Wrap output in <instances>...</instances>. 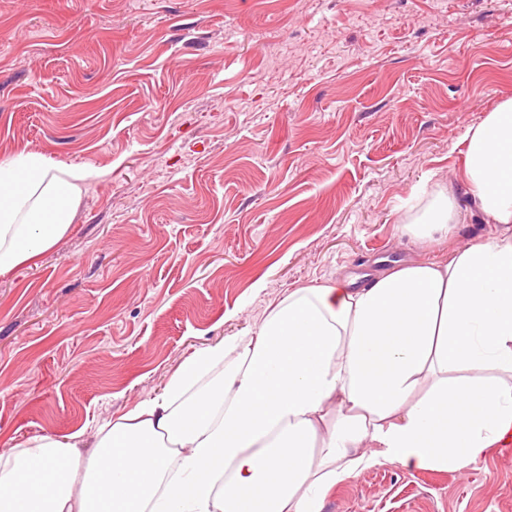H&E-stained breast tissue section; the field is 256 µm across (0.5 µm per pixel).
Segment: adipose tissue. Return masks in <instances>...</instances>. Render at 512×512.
<instances>
[{
  "label": "adipose tissue",
  "instance_id": "obj_1",
  "mask_svg": "<svg viewBox=\"0 0 512 512\" xmlns=\"http://www.w3.org/2000/svg\"><path fill=\"white\" fill-rule=\"evenodd\" d=\"M463 184L404 224L427 244L491 231L366 287L297 288L248 336L195 350L158 397L82 432L0 453V512H324L382 461L460 471L512 439V98L469 128ZM80 174L0 161V274L68 232Z\"/></svg>",
  "mask_w": 512,
  "mask_h": 512
}]
</instances>
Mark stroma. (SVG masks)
I'll list each match as a JSON object with an SVG mask.
<instances>
[{
	"mask_svg": "<svg viewBox=\"0 0 512 512\" xmlns=\"http://www.w3.org/2000/svg\"><path fill=\"white\" fill-rule=\"evenodd\" d=\"M512 97V0H0V160L83 172L72 226L0 275V452L161 392L194 349L381 254L462 193L463 137ZM324 512H512V460H387Z\"/></svg>",
	"mask_w": 512,
	"mask_h": 512,
	"instance_id": "1",
	"label": "stroma"
}]
</instances>
